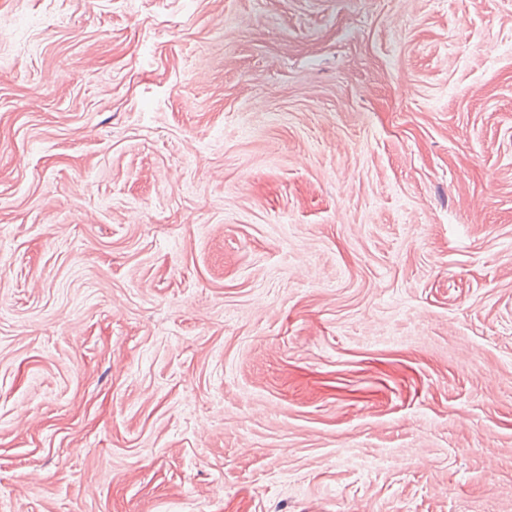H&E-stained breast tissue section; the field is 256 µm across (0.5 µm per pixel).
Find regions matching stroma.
<instances>
[{"instance_id":"1","label":"stroma","mask_w":512,"mask_h":512,"mask_svg":"<svg viewBox=\"0 0 512 512\" xmlns=\"http://www.w3.org/2000/svg\"><path fill=\"white\" fill-rule=\"evenodd\" d=\"M0 512H512V0H0Z\"/></svg>"}]
</instances>
